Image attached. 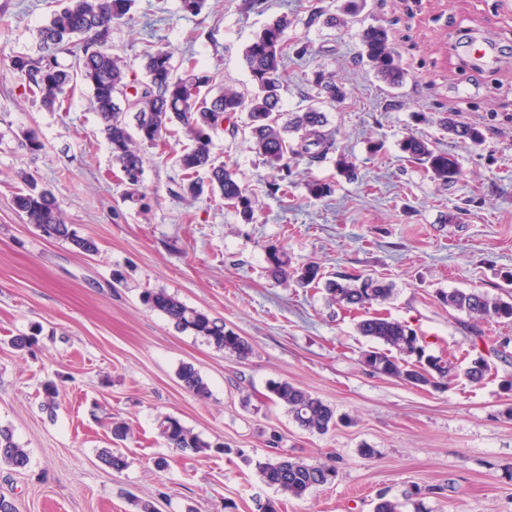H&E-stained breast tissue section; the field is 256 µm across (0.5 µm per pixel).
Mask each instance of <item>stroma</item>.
<instances>
[{
	"instance_id": "1",
	"label": "stroma",
	"mask_w": 512,
	"mask_h": 512,
	"mask_svg": "<svg viewBox=\"0 0 512 512\" xmlns=\"http://www.w3.org/2000/svg\"><path fill=\"white\" fill-rule=\"evenodd\" d=\"M330 3L206 0L194 16L180 0H134L128 20L112 29L128 59L151 42L168 46L248 95L243 50L284 16L289 41L306 53L288 60L283 111L303 107L314 72L345 88V101L322 109L353 180L339 176L335 157L299 163L283 203L268 193L274 171L243 137L214 135L215 157L257 194L247 224L220 198L170 194L182 149L172 138L142 148L145 198L124 196L90 90L77 86L65 110L47 111L25 98L6 61L36 54L49 0H0V425L29 455L25 470L0 467V494L18 512H140L146 500L159 512H258L270 500L279 512H372L379 492L402 500L416 488L427 512H512V321L486 325L506 342L491 351L470 319L439 299L455 289L512 297V0H366L343 26L313 22ZM370 24L389 31L407 72L399 88L359 59ZM485 44L496 55L487 67L474 61ZM441 112L481 128L484 143L450 139L433 122ZM28 129L44 144L34 155L19 145ZM411 133L456 156V183L440 184L404 157L399 143ZM22 170L54 191L67 224L92 238L96 253L42 237L15 211ZM313 180L332 183L333 194L312 198ZM272 246L294 268L314 263L330 279L392 283L375 312L408 322L433 354L484 355L489 375L420 389L372 374L361 361L370 347L356 330L361 311L329 302L324 289L278 281L267 260ZM147 289L223 319L252 354L240 361L177 330L144 304ZM20 335L35 344L13 347ZM185 364L208 384V399L183 387L177 372ZM48 379L60 388L52 413L42 407ZM282 380L351 424L303 431L270 399L269 384ZM163 415L223 442V453L166 447L157 431ZM115 420L130 426L126 441H113ZM365 446L373 457L361 455ZM106 451L122 453L127 467L108 468ZM275 452L331 461L336 480L300 499L285 496L258 469Z\"/></svg>"
}]
</instances>
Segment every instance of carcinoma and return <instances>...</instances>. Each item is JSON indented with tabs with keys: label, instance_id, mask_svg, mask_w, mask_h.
<instances>
[{
	"label": "carcinoma",
	"instance_id": "cac0c4a2",
	"mask_svg": "<svg viewBox=\"0 0 512 512\" xmlns=\"http://www.w3.org/2000/svg\"><path fill=\"white\" fill-rule=\"evenodd\" d=\"M132 4L133 0H65L38 30V54L8 57L23 94L38 100L45 109L61 108L79 83L90 89L100 132L111 147L113 160L120 165L128 189L136 191L142 185L144 159L140 146H156L166 136L180 132L186 143L177 157L182 178L173 195L198 199L207 192H217L233 205L243 221L251 222L254 208L249 190L236 172L217 161L212 152L213 135L223 125H228L231 135L238 134L234 117L239 112L247 113L246 142L250 150L281 173L283 179L294 162L316 166L336 153V130L328 127L327 114L318 97H308L307 106L299 112H281L289 54L287 19L266 25L245 48L244 67L255 86L246 99L230 87L213 92L214 77L201 71L190 56L174 61V53L165 46L149 44L144 48L146 80L138 79L133 63L112 52V28L125 19ZM61 54L71 57L72 63L63 65L59 61ZM361 58L387 86L398 88L403 84L406 73L396 59L385 28L369 26L363 30ZM312 84L325 93L330 103L341 102L347 96L344 87L321 72L314 73ZM436 123L462 145L483 141L479 127L459 122L452 112L439 113ZM400 148L408 158L428 164L433 179L444 185L454 182L460 174L454 156L435 153L429 142L413 134L401 141ZM21 179L24 188L13 196V205L27 223L35 225L47 239L68 240L82 252L96 250L93 240L78 236L65 223L51 190L38 186L30 173L21 174ZM268 262L278 278L293 279L300 285L321 280L317 265L289 272L288 254L279 247L268 249ZM327 290L334 303L364 311L356 329L373 343L362 354V362L371 372L414 387L446 383L457 375L458 366L441 356L431 355L428 363H422L428 345L407 322L370 312L374 303L391 295L389 285L351 275L329 281ZM441 299L448 308L473 321L477 338L482 341L486 336L480 324L512 321L511 300L493 299L475 290H452L442 294ZM145 301L177 329L201 336L219 350L241 360L252 353L249 341L226 328L224 321L185 305L163 289L146 292ZM487 371V360L479 354L470 360L464 375L478 383ZM178 378L196 397L209 396L208 384L192 366H181ZM42 388L43 407L52 413L57 407L59 386L48 380ZM270 393L273 401L306 431L323 434L336 425L333 406L288 380L271 384ZM157 429L164 443L180 452H224L223 444L202 440L171 415L161 417ZM28 462L27 451L15 442L11 430L0 426V465L22 470ZM259 470L266 484L298 499L336 479L335 466L326 461L306 462L278 453L259 464Z\"/></svg>",
	"mask_w": 512,
	"mask_h": 512
}]
</instances>
